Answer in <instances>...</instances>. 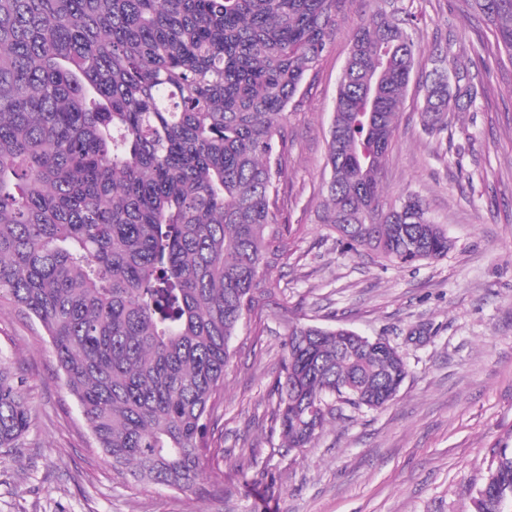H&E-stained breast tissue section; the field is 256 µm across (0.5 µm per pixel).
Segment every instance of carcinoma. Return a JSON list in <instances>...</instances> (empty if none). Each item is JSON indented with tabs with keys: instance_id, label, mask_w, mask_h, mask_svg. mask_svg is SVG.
<instances>
[{
	"instance_id": "cac0c4a2",
	"label": "carcinoma",
	"mask_w": 512,
	"mask_h": 512,
	"mask_svg": "<svg viewBox=\"0 0 512 512\" xmlns=\"http://www.w3.org/2000/svg\"><path fill=\"white\" fill-rule=\"evenodd\" d=\"M340 0H0V296L45 329L97 447L134 481L181 492L224 458L211 418L230 340L272 296L287 108ZM512 61V0H468ZM417 48L407 22L354 35L327 141L320 222L400 266L444 257L446 230L381 177ZM424 83L423 130L485 93L457 64ZM270 419L287 452L336 404L381 409L407 376L391 345L288 324ZM0 357V448L33 426ZM512 494L494 448L474 512Z\"/></svg>"
}]
</instances>
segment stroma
<instances>
[{
  "label": "stroma",
  "mask_w": 512,
  "mask_h": 512,
  "mask_svg": "<svg viewBox=\"0 0 512 512\" xmlns=\"http://www.w3.org/2000/svg\"><path fill=\"white\" fill-rule=\"evenodd\" d=\"M410 18L419 51L382 174L385 202L412 193L451 240L404 267L343 249L318 221L326 141L355 31ZM453 47L487 87L447 136L423 132V84ZM277 215L287 248L274 293L244 319L214 415L224 460L192 492L143 487L97 448L40 323L0 300V356L35 408L20 447L0 451V512H474L495 448H512V62L466 0H341L321 59L288 106ZM292 322L382 337L408 375L379 410L344 407L312 444L285 452L268 421Z\"/></svg>",
  "instance_id": "35a3bbf8"
}]
</instances>
